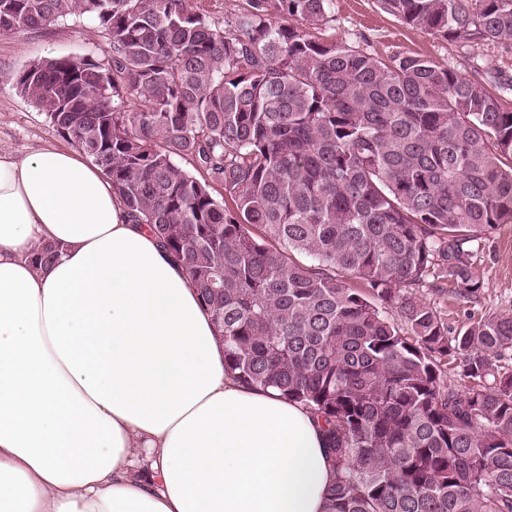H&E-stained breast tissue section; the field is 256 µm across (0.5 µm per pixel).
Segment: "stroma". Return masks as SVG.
<instances>
[{"mask_svg":"<svg viewBox=\"0 0 512 512\" xmlns=\"http://www.w3.org/2000/svg\"><path fill=\"white\" fill-rule=\"evenodd\" d=\"M362 34L384 54L400 51L428 56L465 74H479L490 85L501 78L512 80V43L447 42L401 24L382 9L379 0H336L335 20L327 37L351 45ZM108 49L103 30L82 16L31 33L0 36V150L23 157L45 145L66 144L45 114L16 88L13 73L48 57L101 59ZM476 265L484 286L474 299L458 300L449 285L440 292H422L452 332L465 331L492 315L512 314V224L500 225L490 234Z\"/></svg>","mask_w":512,"mask_h":512,"instance_id":"stroma-1","label":"stroma"}]
</instances>
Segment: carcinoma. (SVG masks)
I'll list each match as a JSON object with an SVG mask.
<instances>
[{"label": "carcinoma", "instance_id": "obj_1", "mask_svg": "<svg viewBox=\"0 0 512 512\" xmlns=\"http://www.w3.org/2000/svg\"><path fill=\"white\" fill-rule=\"evenodd\" d=\"M381 2L445 41L512 42V0ZM335 7L241 0L218 23L188 0H0V34L87 16L109 36L107 59L12 80L182 265L233 376L321 420L327 512H512V315L452 336L414 292L483 288L474 258L512 224V100L325 39Z\"/></svg>", "mask_w": 512, "mask_h": 512}]
</instances>
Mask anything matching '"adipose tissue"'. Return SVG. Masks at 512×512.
<instances>
[{
    "instance_id": "1",
    "label": "adipose tissue",
    "mask_w": 512,
    "mask_h": 512,
    "mask_svg": "<svg viewBox=\"0 0 512 512\" xmlns=\"http://www.w3.org/2000/svg\"><path fill=\"white\" fill-rule=\"evenodd\" d=\"M332 479L320 421L225 369L98 166L0 151V512H326Z\"/></svg>"
}]
</instances>
